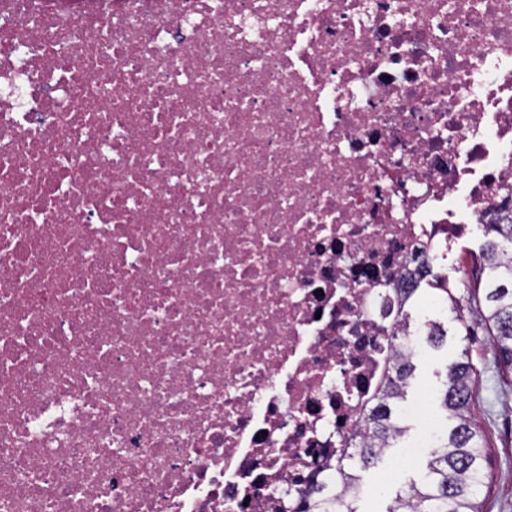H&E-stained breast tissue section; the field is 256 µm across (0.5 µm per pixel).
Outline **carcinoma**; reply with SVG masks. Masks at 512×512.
Wrapping results in <instances>:
<instances>
[{
  "mask_svg": "<svg viewBox=\"0 0 512 512\" xmlns=\"http://www.w3.org/2000/svg\"><path fill=\"white\" fill-rule=\"evenodd\" d=\"M486 242L475 260L477 273L466 295L445 294L465 329L464 310H476V323L492 337L498 368L512 373V214L484 225ZM415 371L414 363L396 356L392 374L384 380L364 414L360 439L347 441L337 466L342 495L339 512H358L360 472L375 465L402 435L393 404L404 397ZM476 371L469 356L448 364L443 409L455 421L447 438L431 453L426 471L403 493L396 494L387 512H483L479 499L488 487V438L472 420Z\"/></svg>",
  "mask_w": 512,
  "mask_h": 512,
  "instance_id": "cac0c4a2",
  "label": "carcinoma"
}]
</instances>
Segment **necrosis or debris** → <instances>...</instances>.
<instances>
[{
  "mask_svg": "<svg viewBox=\"0 0 512 512\" xmlns=\"http://www.w3.org/2000/svg\"><path fill=\"white\" fill-rule=\"evenodd\" d=\"M511 204L512 0H0V512H335Z\"/></svg>",
  "mask_w": 512,
  "mask_h": 512,
  "instance_id": "necrosis-or-debris-1",
  "label": "necrosis or debris"
}]
</instances>
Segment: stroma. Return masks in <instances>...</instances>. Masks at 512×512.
I'll return each instance as SVG.
<instances>
[{"label":"stroma","mask_w":512,"mask_h":512,"mask_svg":"<svg viewBox=\"0 0 512 512\" xmlns=\"http://www.w3.org/2000/svg\"><path fill=\"white\" fill-rule=\"evenodd\" d=\"M439 322L448 333L446 341L416 361L415 382L407 396L426 397L439 433L449 432L453 423L441 407L446 366L469 355L477 369L474 419L489 438L490 467L495 477L485 497L484 512H512V376L499 375L494 348L481 327L464 332L450 312L440 315Z\"/></svg>","instance_id":"35a3bbf8"}]
</instances>
